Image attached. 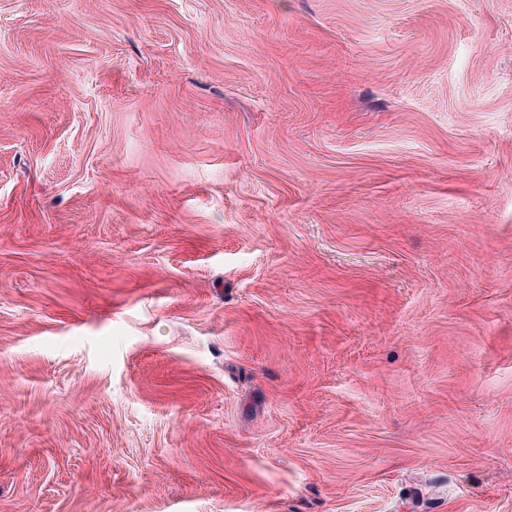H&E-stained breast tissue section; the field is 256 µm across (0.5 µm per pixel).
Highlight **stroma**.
I'll use <instances>...</instances> for the list:
<instances>
[{
	"label": "stroma",
	"instance_id": "1",
	"mask_svg": "<svg viewBox=\"0 0 512 512\" xmlns=\"http://www.w3.org/2000/svg\"><path fill=\"white\" fill-rule=\"evenodd\" d=\"M0 512H512V0H0Z\"/></svg>",
	"mask_w": 512,
	"mask_h": 512
}]
</instances>
